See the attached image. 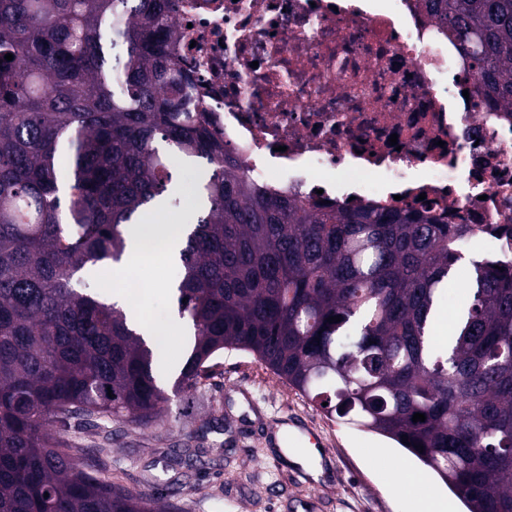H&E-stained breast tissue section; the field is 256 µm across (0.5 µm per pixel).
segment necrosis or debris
Masks as SVG:
<instances>
[{
  "mask_svg": "<svg viewBox=\"0 0 512 512\" xmlns=\"http://www.w3.org/2000/svg\"><path fill=\"white\" fill-rule=\"evenodd\" d=\"M178 0L169 46L241 173L320 211L397 206L512 255V114L421 0ZM397 144H390V136Z\"/></svg>",
  "mask_w": 512,
  "mask_h": 512,
  "instance_id": "obj_1",
  "label": "necrosis or debris"
}]
</instances>
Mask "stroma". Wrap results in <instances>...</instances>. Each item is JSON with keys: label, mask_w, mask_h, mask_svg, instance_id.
<instances>
[{"label": "stroma", "mask_w": 512, "mask_h": 512, "mask_svg": "<svg viewBox=\"0 0 512 512\" xmlns=\"http://www.w3.org/2000/svg\"><path fill=\"white\" fill-rule=\"evenodd\" d=\"M196 162L182 160L161 215L145 221L189 222L197 211ZM179 262L155 255L131 269L144 283L138 307L163 341L155 372L174 382L176 350L185 338L171 291ZM206 397L172 399L160 428L116 424L109 439L69 429L64 439L97 449L103 474L129 490L171 493L177 512H418V500L436 486L434 477L402 487L399 473L417 459L377 434L330 418L252 354L227 350L217 358ZM304 419L322 440L317 451L289 449L278 456L273 431L286 415ZM201 454L192 468L178 465L180 448ZM301 463L315 481L293 477Z\"/></svg>", "instance_id": "35a3bbf8"}]
</instances>
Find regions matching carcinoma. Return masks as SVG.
I'll list each match as a JSON object with an SVG mask.
<instances>
[{
    "label": "carcinoma",
    "mask_w": 512,
    "mask_h": 512,
    "mask_svg": "<svg viewBox=\"0 0 512 512\" xmlns=\"http://www.w3.org/2000/svg\"><path fill=\"white\" fill-rule=\"evenodd\" d=\"M426 2L478 91L512 112V0ZM176 7L0 0V512L161 510L81 469L86 449L50 426L163 422L152 349L76 280L121 260L126 226L171 190L170 152L206 172L174 286L192 341L175 391L201 390L220 352L251 353L329 416L413 455L466 512H512V258L469 259L466 299L437 338L463 260L449 241L467 225L313 212L250 182L187 106L167 55Z\"/></svg>",
    "instance_id": "carcinoma-1"
}]
</instances>
